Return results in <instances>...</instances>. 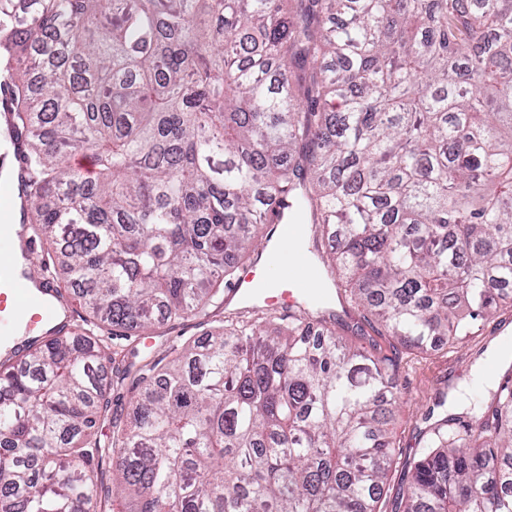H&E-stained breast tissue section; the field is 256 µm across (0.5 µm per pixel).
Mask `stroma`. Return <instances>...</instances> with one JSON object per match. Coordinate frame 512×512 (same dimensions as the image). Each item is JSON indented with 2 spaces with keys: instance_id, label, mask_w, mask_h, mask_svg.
Instances as JSON below:
<instances>
[{
  "instance_id": "35a3bbf8",
  "label": "stroma",
  "mask_w": 512,
  "mask_h": 512,
  "mask_svg": "<svg viewBox=\"0 0 512 512\" xmlns=\"http://www.w3.org/2000/svg\"><path fill=\"white\" fill-rule=\"evenodd\" d=\"M498 317L504 322L501 330L481 325L449 347L418 354L403 349L382 326L364 321L359 311H351L347 319L349 329L343 332V339L396 365L400 406L392 428L399 448L386 486L387 512H393L407 487L411 464L418 455L422 433L429 425L427 414L440 392L458 394V403L450 405L448 412L462 418L475 401L488 397L492 387L502 383L506 364H498L496 373L488 379L475 372L476 364L484 357V348L496 345L502 336H512V311L501 310ZM205 329V324L197 319L158 326L148 335L150 348L155 357H165L173 347Z\"/></svg>"
}]
</instances>
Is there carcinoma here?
Returning <instances> with one entry per match:
<instances>
[{
  "label": "carcinoma",
  "mask_w": 512,
  "mask_h": 512,
  "mask_svg": "<svg viewBox=\"0 0 512 512\" xmlns=\"http://www.w3.org/2000/svg\"><path fill=\"white\" fill-rule=\"evenodd\" d=\"M26 223L93 321L0 364V512H383L399 404L332 320L206 317L270 202L351 301L427 352L512 305V0H0ZM88 153L94 176L70 168ZM397 512H512V384L429 425ZM200 321L202 320L197 318L181 321L175 325H160L149 335L144 336L143 342L151 348L156 358L166 357L173 347L179 346L183 341L218 325V323L206 325Z\"/></svg>",
  "instance_id": "cac0c4a2"
}]
</instances>
